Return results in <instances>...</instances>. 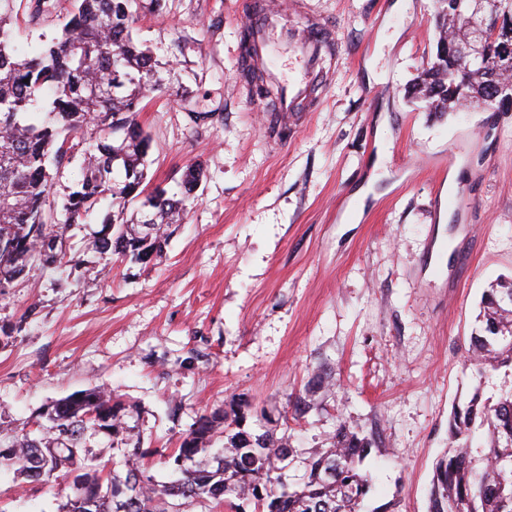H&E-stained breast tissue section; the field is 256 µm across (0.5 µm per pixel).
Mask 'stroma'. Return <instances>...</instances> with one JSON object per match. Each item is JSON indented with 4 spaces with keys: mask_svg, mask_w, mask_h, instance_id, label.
Instances as JSON below:
<instances>
[{
    "mask_svg": "<svg viewBox=\"0 0 512 512\" xmlns=\"http://www.w3.org/2000/svg\"><path fill=\"white\" fill-rule=\"evenodd\" d=\"M312 0L336 27V71L318 108L288 135L273 98L241 90L246 0H141L132 35L162 88L138 122L152 139L150 187L180 194L204 175L153 268L108 263L88 243L112 212L102 201L65 239L75 266L36 263L0 296V426L93 387L133 408L128 423L160 451L231 397L265 411L300 457L339 422L371 444V507L429 512L448 418L474 392H512V368L480 375L467 360L485 291L512 278V111L478 104L435 117L408 99L433 60L436 0ZM73 0H49L22 25L20 50L55 37ZM460 161L449 201L448 169ZM371 186L361 220L355 192ZM449 238L465 263L437 270ZM330 392L297 421L289 394L314 370ZM69 482L29 484L0 463V512H62Z\"/></svg>",
    "mask_w": 512,
    "mask_h": 512,
    "instance_id": "stroma-1",
    "label": "stroma"
}]
</instances>
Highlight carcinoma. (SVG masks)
I'll return each mask as SVG.
<instances>
[{"instance_id": "1", "label": "carcinoma", "mask_w": 512, "mask_h": 512, "mask_svg": "<svg viewBox=\"0 0 512 512\" xmlns=\"http://www.w3.org/2000/svg\"><path fill=\"white\" fill-rule=\"evenodd\" d=\"M18 0H0V295L24 282L29 265L56 268L71 262L64 233L81 223L105 198L110 230L93 238L91 249L144 267L162 257L170 228L182 221L187 202L202 180L198 165L182 175L176 199L157 196L141 224L123 220L126 205L147 191L149 137L136 119L139 105L157 86L149 50L132 37L136 0H75L58 36L31 54L14 46ZM486 10L509 29H486L480 48L464 64L456 48L471 34L469 9L440 12L435 58L413 85L412 94L430 112L444 114L481 101L502 110L493 98L503 43L512 41V0H487ZM82 157V178L61 208L49 201L51 170ZM121 171L124 177L115 178ZM478 332L470 337L469 360L481 373L512 366V281L485 292ZM324 373L312 374L305 391L291 397L297 419L317 408ZM131 410L112 392L95 387L55 401L34 425L39 436L0 430V448L15 449L8 464L24 479H68L73 496L64 512H173L181 506H227L235 512H363L373 487L361 465L368 440L339 422L330 445L305 461L306 473L289 481L296 450L288 436L245 429L251 410L241 398L200 416L167 459L181 474L155 485L140 461L157 454L141 447L127 423ZM488 424L486 451L472 455L468 444L476 421ZM104 433L109 447L124 449L125 476L110 462L86 453L89 438ZM220 434L224 447L214 464L197 456ZM450 448L435 466L429 512H512V394L495 404L474 392L448 422Z\"/></svg>"}]
</instances>
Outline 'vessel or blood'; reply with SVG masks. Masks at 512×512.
Segmentation results:
<instances>
[{
	"label": "vessel or blood",
	"instance_id": "obj_1",
	"mask_svg": "<svg viewBox=\"0 0 512 512\" xmlns=\"http://www.w3.org/2000/svg\"><path fill=\"white\" fill-rule=\"evenodd\" d=\"M245 26L250 33L248 66L263 73L267 84L278 90V119L288 126L296 113L309 111L317 90L333 74L324 57L334 44L330 29L310 21L307 0H290L289 11H282L278 0H250ZM288 47L301 62L304 74L297 80L280 77L273 55L277 47Z\"/></svg>",
	"mask_w": 512,
	"mask_h": 512
}]
</instances>
